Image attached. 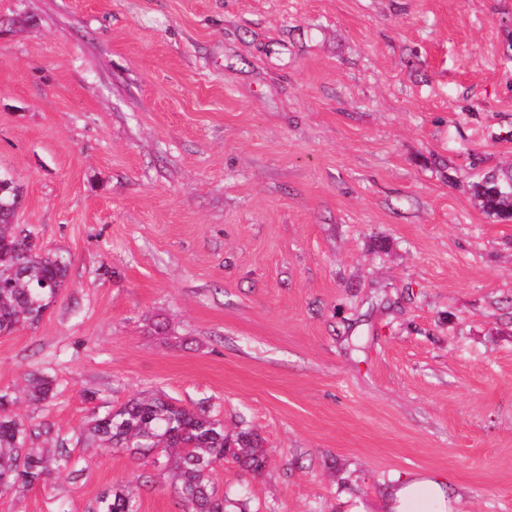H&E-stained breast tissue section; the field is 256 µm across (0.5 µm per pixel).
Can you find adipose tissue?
Masks as SVG:
<instances>
[{"instance_id": "ef3b65f1", "label": "adipose tissue", "mask_w": 512, "mask_h": 512, "mask_svg": "<svg viewBox=\"0 0 512 512\" xmlns=\"http://www.w3.org/2000/svg\"><path fill=\"white\" fill-rule=\"evenodd\" d=\"M425 506L428 512H459L448 495V477L440 472L417 471L400 479L391 488L384 512H412Z\"/></svg>"}]
</instances>
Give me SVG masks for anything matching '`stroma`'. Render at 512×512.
<instances>
[{
	"instance_id": "1",
	"label": "stroma",
	"mask_w": 512,
	"mask_h": 512,
	"mask_svg": "<svg viewBox=\"0 0 512 512\" xmlns=\"http://www.w3.org/2000/svg\"><path fill=\"white\" fill-rule=\"evenodd\" d=\"M512 0H0V171L68 278L0 336V389L78 478L0 512H88L149 475L80 433L128 400L207 405L264 467L228 512L379 508L446 472L512 512ZM480 208L497 220H512V173L505 179L489 175L473 185ZM28 384L24 390L26 398L33 404H39L45 401L52 390V382L49 377L41 372L32 371L28 374Z\"/></svg>"
}]
</instances>
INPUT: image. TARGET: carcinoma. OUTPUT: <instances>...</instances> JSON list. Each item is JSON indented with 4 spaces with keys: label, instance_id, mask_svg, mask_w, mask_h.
I'll return each mask as SVG.
<instances>
[{
    "label": "carcinoma",
    "instance_id": "cac0c4a2",
    "mask_svg": "<svg viewBox=\"0 0 512 512\" xmlns=\"http://www.w3.org/2000/svg\"><path fill=\"white\" fill-rule=\"evenodd\" d=\"M480 208L497 220H512V175H489L473 185ZM21 192L13 179L0 173V335L34 329L49 308L55 287L67 281L68 265L57 255L41 250L35 234L14 223ZM26 398L33 404L45 401L52 390L49 377L28 374ZM17 403L0 389V494L16 483L34 487L52 473L69 469L70 452L63 439L33 426L12 410ZM44 437L53 452L33 447ZM85 439L99 448L140 455L154 469L172 479L182 512H224V497L215 491L210 474L231 458L255 472L264 466L259 438L248 429L236 436L224 434V422L199 404L186 407L164 395L134 398L95 420L84 431ZM142 483L112 486L96 500L91 512H139Z\"/></svg>",
    "mask_w": 512,
    "mask_h": 512
}]
</instances>
